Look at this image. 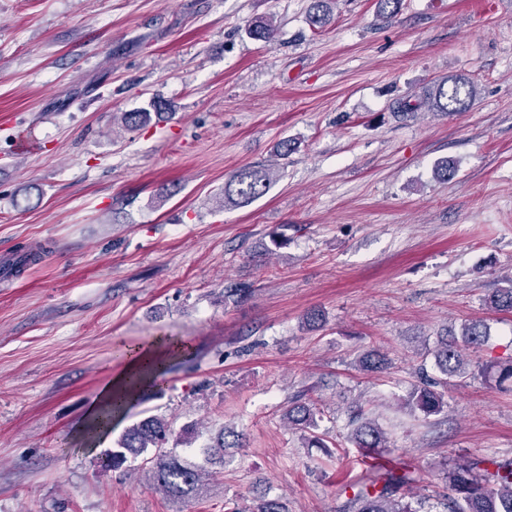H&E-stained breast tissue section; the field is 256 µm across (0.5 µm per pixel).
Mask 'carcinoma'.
<instances>
[{"mask_svg": "<svg viewBox=\"0 0 512 512\" xmlns=\"http://www.w3.org/2000/svg\"><path fill=\"white\" fill-rule=\"evenodd\" d=\"M329 0H314L309 22L316 29L330 22ZM476 98L473 81L454 78L434 88L426 103L435 112H460ZM271 184L270 169L251 166L237 171L224 184V205L245 206L263 196ZM486 305L497 312L512 314V279L509 286L497 288L485 297ZM487 338V327L480 321L466 320L458 337L443 338L434 350L435 366L441 374L437 381L414 387L402 407L420 412L428 418L439 414L444 395L436 390L449 382L472 374L470 351L480 347ZM364 372H380L387 368L388 359L375 350L363 354L359 360ZM485 376H494L505 383L512 380V361L506 364H486L478 368ZM314 407L293 403L283 414L290 426L309 427L313 422ZM172 424L150 415L128 428L108 453L105 467L119 468L127 455L152 452L147 470L152 484L166 495L182 498L198 495L212 476L209 466L224 464L228 445L224 432H219L212 443L203 448L204 462L191 464L183 461L167 447ZM351 441L363 456L372 455L387 447V433L372 419L360 420L351 434ZM373 473L362 483L350 485L351 494L342 506V512H435L426 498L413 499L403 493L412 478L403 468L379 463L370 464ZM441 512H512V459L483 458L464 460L448 469V495L437 503Z\"/></svg>", "mask_w": 512, "mask_h": 512, "instance_id": "obj_1", "label": "carcinoma"}]
</instances>
